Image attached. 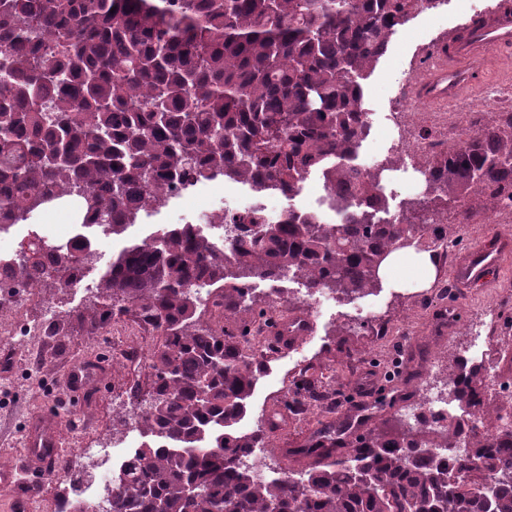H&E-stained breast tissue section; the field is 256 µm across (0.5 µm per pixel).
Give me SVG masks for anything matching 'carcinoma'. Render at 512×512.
Wrapping results in <instances>:
<instances>
[{
	"label": "carcinoma",
	"instance_id": "obj_1",
	"mask_svg": "<svg viewBox=\"0 0 512 512\" xmlns=\"http://www.w3.org/2000/svg\"><path fill=\"white\" fill-rule=\"evenodd\" d=\"M441 2L0 0V228L74 198L89 233L47 264L31 242L36 259L21 257L13 287L73 281L95 257L90 234H122L176 186L219 177L292 201L317 173L333 193L331 222L243 209L231 221L244 234L227 247L169 224L100 277L88 335L133 312L164 337L139 421L149 440L125 464L112 512H512L511 426H474L470 453L432 455L456 447L464 415L488 408L481 366L461 358L448 378L454 411L438 427L384 419L344 454L257 476L245 458L266 433L236 425L260 364L245 335L219 325L252 310L253 279L295 273L311 296L371 294L400 241L427 252L417 233L447 234L424 217L431 207L453 205L466 224L469 198L491 211L512 202L511 110L436 155L419 197L395 213L385 177L398 160L359 162L365 81L396 27ZM216 284L224 295L208 303L198 289ZM340 445V433L320 430L301 454ZM476 457L494 481L488 501L471 488L487 478L471 475Z\"/></svg>",
	"mask_w": 512,
	"mask_h": 512
}]
</instances>
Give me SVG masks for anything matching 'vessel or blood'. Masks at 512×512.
<instances>
[{
  "mask_svg": "<svg viewBox=\"0 0 512 512\" xmlns=\"http://www.w3.org/2000/svg\"><path fill=\"white\" fill-rule=\"evenodd\" d=\"M512 47V6H502L492 15L470 23L453 33L432 53L418 76L409 85L408 99L415 109L447 111L449 105L476 95V76L493 70L501 81L512 80V57L502 50ZM512 258V236L505 234L494 241L471 245L456 255L449 269V278L456 292L487 287L494 272ZM106 364L96 360L73 368L76 383L73 398H83L86 390L101 377ZM28 454L41 465H49L61 454V439L44 421L32 420L28 427ZM13 489L18 498H33V484L20 481L16 466L0 468V489Z\"/></svg>",
  "mask_w": 512,
  "mask_h": 512,
  "instance_id": "b4317fda",
  "label": "vessel or blood"
}]
</instances>
